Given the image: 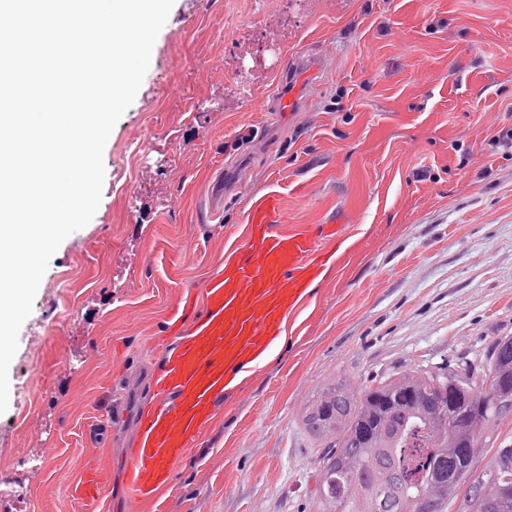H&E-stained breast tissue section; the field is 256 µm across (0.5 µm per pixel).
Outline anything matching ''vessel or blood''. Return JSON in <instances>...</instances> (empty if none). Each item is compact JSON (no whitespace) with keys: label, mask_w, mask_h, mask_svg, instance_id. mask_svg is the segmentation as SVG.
Returning <instances> with one entry per match:
<instances>
[{"label":"vessel or blood","mask_w":512,"mask_h":512,"mask_svg":"<svg viewBox=\"0 0 512 512\" xmlns=\"http://www.w3.org/2000/svg\"><path fill=\"white\" fill-rule=\"evenodd\" d=\"M276 195L258 200L248 216L247 256L229 260L208 284L205 311L182 297L169 323L176 343L152 374V399L141 407L128 480L144 498L165 484L213 418L232 376L253 364L281 333L283 320L320 274L316 244L303 234L280 233ZM82 503L98 504L104 487L94 473L76 487Z\"/></svg>","instance_id":"1"}]
</instances>
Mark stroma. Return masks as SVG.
<instances>
[{
  "mask_svg": "<svg viewBox=\"0 0 512 512\" xmlns=\"http://www.w3.org/2000/svg\"><path fill=\"white\" fill-rule=\"evenodd\" d=\"M249 0H175L103 152L93 219L52 257L0 415V512H315L323 450L302 411L332 379L479 374L512 336V0H294L249 37ZM323 59L291 115L294 59ZM257 59L249 96L224 71ZM141 157H133L137 143ZM123 183L124 192L114 190ZM281 232L336 227L334 263L274 356L223 400L155 498L125 450L172 307L243 248L254 201ZM103 492V481L96 473H89L75 489V493L82 503L95 506L101 499Z\"/></svg>",
  "mask_w": 512,
  "mask_h": 512,
  "instance_id": "35a3bbf8",
  "label": "stroma"
}]
</instances>
